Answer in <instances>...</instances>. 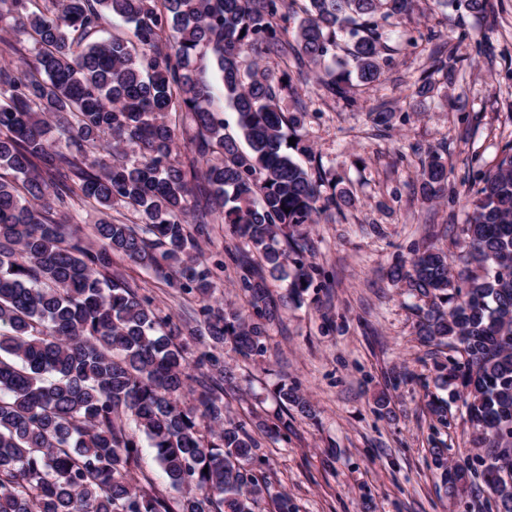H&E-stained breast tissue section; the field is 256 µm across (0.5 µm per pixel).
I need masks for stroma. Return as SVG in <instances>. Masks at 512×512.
Returning <instances> with one entry per match:
<instances>
[{
  "label": "stroma",
  "mask_w": 512,
  "mask_h": 512,
  "mask_svg": "<svg viewBox=\"0 0 512 512\" xmlns=\"http://www.w3.org/2000/svg\"><path fill=\"white\" fill-rule=\"evenodd\" d=\"M492 3L482 18L414 0L399 29L415 45L392 41L381 80L361 87L353 106L328 97L312 67L299 77L301 145L321 159L326 188L353 203L311 225L314 282L269 324L265 356L224 352L240 384L233 413L253 425L288 417L287 432L264 441L263 470L295 512H496L490 493L446 494L431 468L432 448L452 463L477 450L460 403H449L446 424L431 414L429 401L446 392L414 334L421 301L387 275L412 247L453 248L470 183L512 144V0ZM438 49L454 52L456 77L418 96ZM434 151L448 166V194L429 200L420 173ZM240 245L221 224L201 242L205 257L225 262L215 296L227 307L242 304L227 260ZM123 269L154 307L192 322L195 302L143 269ZM282 381L311 401L315 418L282 411L273 394Z\"/></svg>",
  "instance_id": "obj_1"
}]
</instances>
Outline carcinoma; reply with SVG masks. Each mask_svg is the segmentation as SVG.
<instances>
[{
	"instance_id": "cac0c4a2",
	"label": "carcinoma",
	"mask_w": 512,
	"mask_h": 512,
	"mask_svg": "<svg viewBox=\"0 0 512 512\" xmlns=\"http://www.w3.org/2000/svg\"><path fill=\"white\" fill-rule=\"evenodd\" d=\"M412 0H0V512H294L258 469L261 439L224 397L237 377L218 347L243 356L267 352V326L281 304L267 276L299 299L315 266L305 226L346 197L324 194L316 158L304 166L285 131L301 125L300 86L271 75L260 54L324 68L333 99L351 100V76L383 73L392 20ZM301 18L293 37L288 20ZM133 39H96L107 16ZM211 55L235 114L226 133L211 87L194 75ZM455 72L437 53L433 74ZM295 111L285 112L284 99ZM179 112L173 124L167 114ZM190 134L194 157L177 155ZM421 189L438 198L448 168L432 156ZM462 227L463 267L430 245L388 271L427 302L415 334L457 353L435 363L436 379L461 401L484 468L432 464L450 492L479 484L497 512H512V148L471 187ZM94 202L103 218L88 235L73 212ZM133 210L140 223L109 215ZM220 223L247 249L231 256L252 316L215 307L224 260L199 253L207 225ZM123 259L197 298L201 319L189 334L152 306L114 267ZM283 407L315 411L283 383ZM176 495L139 478L142 448ZM208 472H203V469Z\"/></svg>"
}]
</instances>
